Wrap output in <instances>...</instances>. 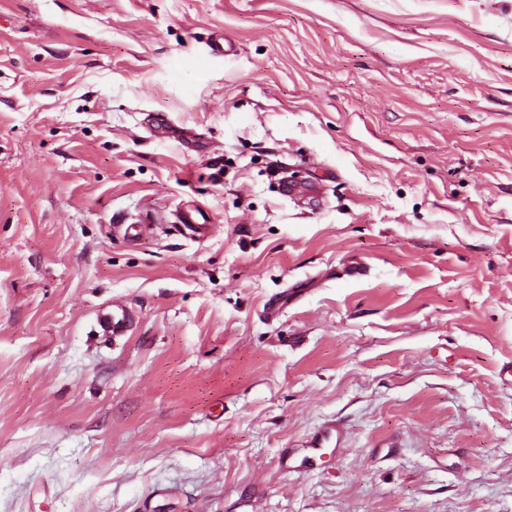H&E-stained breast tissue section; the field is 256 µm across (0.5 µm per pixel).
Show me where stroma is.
Wrapping results in <instances>:
<instances>
[{
	"instance_id": "stroma-1",
	"label": "stroma",
	"mask_w": 512,
	"mask_h": 512,
	"mask_svg": "<svg viewBox=\"0 0 512 512\" xmlns=\"http://www.w3.org/2000/svg\"><path fill=\"white\" fill-rule=\"evenodd\" d=\"M0 512H512V0H0ZM96 320L105 334L118 339L125 336L130 329L133 316L124 306L112 305V308L100 310Z\"/></svg>"
}]
</instances>
